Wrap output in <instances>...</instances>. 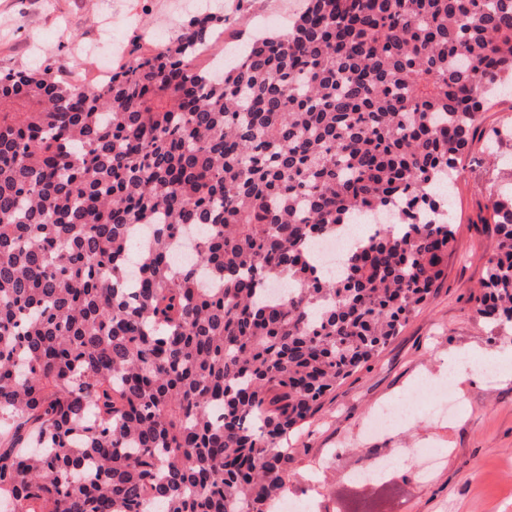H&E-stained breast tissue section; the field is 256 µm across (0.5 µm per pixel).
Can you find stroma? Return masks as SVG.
<instances>
[{
    "label": "stroma",
    "instance_id": "1",
    "mask_svg": "<svg viewBox=\"0 0 512 512\" xmlns=\"http://www.w3.org/2000/svg\"><path fill=\"white\" fill-rule=\"evenodd\" d=\"M100 0H0V69L67 72L79 68L93 81L97 62L77 59L73 45L99 38ZM114 38L128 42L142 21H156L161 0H116ZM472 152L450 198L456 225V251L448 274L428 301L379 355L347 378L322 410L291 436L289 478L283 498L301 497L311 512H347L354 501L372 497L371 487L345 481V473L367 465L368 447L392 451L444 448L447 461L429 483L397 469L388 482L393 491L387 512H512V368L496 380L479 374L450 384L456 413L436 421L427 415L408 419L395 430L355 443L354 437L380 404L414 391L424 376L448 382L449 354L467 350L482 356L512 351V333L478 317L468 298L483 276L484 258L497 246L492 225L483 223L489 194H512L505 160Z\"/></svg>",
    "mask_w": 512,
    "mask_h": 512
}]
</instances>
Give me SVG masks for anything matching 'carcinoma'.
I'll return each mask as SVG.
<instances>
[{"label": "carcinoma", "mask_w": 512, "mask_h": 512, "mask_svg": "<svg viewBox=\"0 0 512 512\" xmlns=\"http://www.w3.org/2000/svg\"><path fill=\"white\" fill-rule=\"evenodd\" d=\"M195 15L106 88L0 71V502L268 512L288 434L430 297L436 189L512 81V0H307L213 80ZM475 311L512 325V197ZM387 216L318 272L309 243ZM203 225L196 262L170 264ZM138 285L127 287L130 268ZM272 281L288 284L277 301Z\"/></svg>", "instance_id": "obj_1"}]
</instances>
